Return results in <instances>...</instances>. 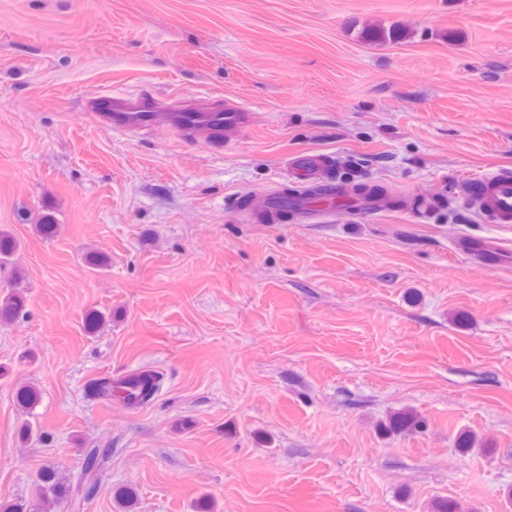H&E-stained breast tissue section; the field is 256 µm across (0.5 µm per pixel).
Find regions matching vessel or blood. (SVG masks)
<instances>
[{"label":"vessel or blood","instance_id":"obj_1","mask_svg":"<svg viewBox=\"0 0 512 512\" xmlns=\"http://www.w3.org/2000/svg\"><path fill=\"white\" fill-rule=\"evenodd\" d=\"M89 109L95 121L124 132L142 131L163 119L186 134L215 139L251 122L250 112L232 103L221 109L190 106L162 116L155 112L153 99L146 95L99 96L90 101ZM326 162V155L313 153L302 156L298 164L288 166V176L299 184L300 189L297 195L291 197L280 196L274 191L266 195L262 212L268 223H277L282 215L288 213L315 220L332 216L339 210L355 213L385 210L384 201L377 198L360 199L348 193L339 196L332 192L324 195L309 193V184ZM462 202L471 207H480L492 216L495 223L512 224V171L501 170L469 183Z\"/></svg>","mask_w":512,"mask_h":512}]
</instances>
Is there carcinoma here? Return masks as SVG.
<instances>
[{"label":"carcinoma","instance_id":"1","mask_svg":"<svg viewBox=\"0 0 512 512\" xmlns=\"http://www.w3.org/2000/svg\"><path fill=\"white\" fill-rule=\"evenodd\" d=\"M403 32L395 27L388 29H371L368 37L378 41L394 42L402 38ZM17 242L13 236L0 231V265L9 261ZM25 307V296L19 290L11 291L0 297V321H9ZM160 373L154 370L139 369L125 376L121 381L112 383L108 377L93 380L89 385L92 396L106 398L112 395L120 397L126 404L139 407L149 403L160 389ZM16 403L24 410H30L40 401V392L33 386L20 387L15 395ZM423 425L420 416L403 409L392 414L379 425L380 433L408 434L418 431ZM110 448L84 449V465L76 481L55 468L40 472V503L32 508L25 503L11 500L0 501V512H52L59 504L71 503L80 508L81 501L90 497L96 489L97 472L111 459Z\"/></svg>","mask_w":512,"mask_h":512}]
</instances>
